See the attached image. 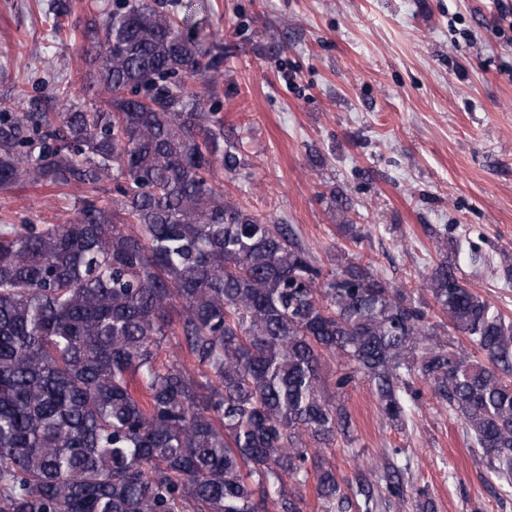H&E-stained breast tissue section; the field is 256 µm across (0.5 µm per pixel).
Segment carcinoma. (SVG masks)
<instances>
[{"mask_svg": "<svg viewBox=\"0 0 512 512\" xmlns=\"http://www.w3.org/2000/svg\"><path fill=\"white\" fill-rule=\"evenodd\" d=\"M71 12L53 0L55 38ZM184 24L164 0H112L86 24L103 105L47 69L50 93L0 112L1 191L86 189L67 224H0V512H304L311 482L320 512H347L321 455L352 442L330 356L336 390L367 381L390 423L423 382L511 488L512 318L446 254L420 271L432 313L225 202L224 47ZM399 472L358 486L365 512L404 495Z\"/></svg>", "mask_w": 512, "mask_h": 512, "instance_id": "1", "label": "carcinoma"}]
</instances>
